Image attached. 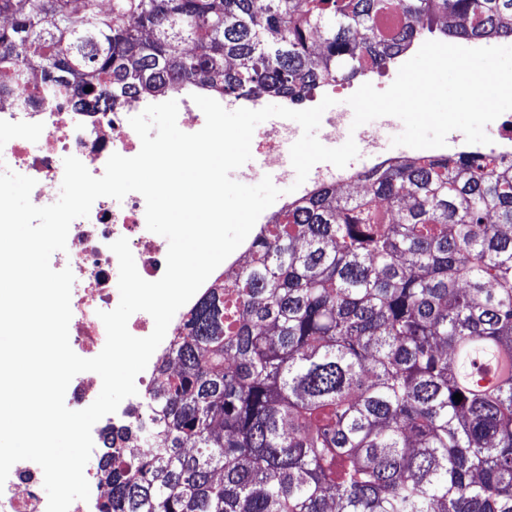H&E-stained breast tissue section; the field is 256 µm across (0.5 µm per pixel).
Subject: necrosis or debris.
Wrapping results in <instances>:
<instances>
[{
	"label": "necrosis or debris",
	"instance_id": "obj_1",
	"mask_svg": "<svg viewBox=\"0 0 512 512\" xmlns=\"http://www.w3.org/2000/svg\"><path fill=\"white\" fill-rule=\"evenodd\" d=\"M31 90L0 96V171L12 170L34 178L31 197L38 206L56 202L55 187L63 180L59 157L78 158L91 175L99 177L112 154L135 156L141 142L129 124L131 112L144 110L150 98L137 99L129 111L98 109L75 111L69 98L44 96L40 107H31ZM264 167H280L282 157L294 142V127L279 118L258 130ZM146 202L136 192L122 200L97 199L88 217L75 219L69 229L67 248L55 257L57 265L70 268L75 281L71 290L72 317L69 323L71 348L97 356L106 342V330L100 312L117 307L120 294L118 260L110 245L126 238L137 270L148 281L160 279L166 268L168 247L146 228ZM156 383L154 365H147L135 381L138 394L111 416L116 449L132 448L120 439L122 428L132 426L137 411ZM43 471L29 461L15 463L8 481L0 489V512H46L42 493Z\"/></svg>",
	"mask_w": 512,
	"mask_h": 512
}]
</instances>
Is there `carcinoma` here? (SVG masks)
I'll list each match as a JSON object with an SVG mask.
<instances>
[{
    "label": "carcinoma",
    "instance_id": "carcinoma-1",
    "mask_svg": "<svg viewBox=\"0 0 512 512\" xmlns=\"http://www.w3.org/2000/svg\"><path fill=\"white\" fill-rule=\"evenodd\" d=\"M110 2L0 0V92L299 102L443 18L512 36V0ZM363 178L359 198L289 203L198 300L128 429L145 451L103 434L99 512H512V164L405 157Z\"/></svg>",
    "mask_w": 512,
    "mask_h": 512
}]
</instances>
